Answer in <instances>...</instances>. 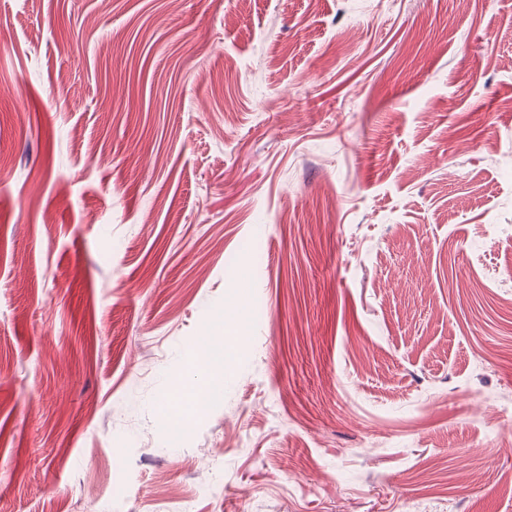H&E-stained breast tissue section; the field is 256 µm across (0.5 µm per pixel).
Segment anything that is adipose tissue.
Masks as SVG:
<instances>
[{"mask_svg":"<svg viewBox=\"0 0 512 512\" xmlns=\"http://www.w3.org/2000/svg\"><path fill=\"white\" fill-rule=\"evenodd\" d=\"M235 331L226 328L223 341L212 343L203 350V357L212 370L211 376L198 381L180 382L172 386L163 398L162 406L168 419L178 426H189L198 409L211 397L221 395L224 381L217 373L224 368V358L233 350Z\"/></svg>","mask_w":512,"mask_h":512,"instance_id":"1","label":"adipose tissue"}]
</instances>
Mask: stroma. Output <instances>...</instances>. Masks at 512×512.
Listing matches in <instances>:
<instances>
[{
	"label": "stroma",
	"instance_id": "1",
	"mask_svg": "<svg viewBox=\"0 0 512 512\" xmlns=\"http://www.w3.org/2000/svg\"><path fill=\"white\" fill-rule=\"evenodd\" d=\"M505 435L512 0H0V512H512ZM235 330L232 327L225 329L224 341L210 343L202 350L207 365L214 371H223L224 356H228L233 351V342ZM223 389L224 378L213 374L195 382H179L162 399V406L173 424L187 427L198 409L209 398L221 395Z\"/></svg>",
	"mask_w": 512,
	"mask_h": 512
}]
</instances>
